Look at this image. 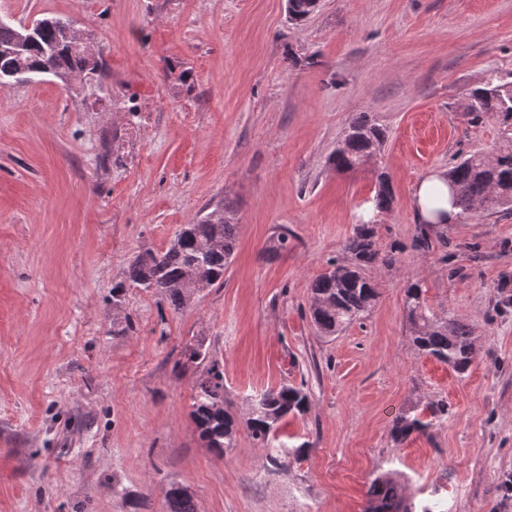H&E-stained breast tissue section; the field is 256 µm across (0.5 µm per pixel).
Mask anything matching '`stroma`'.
<instances>
[{
    "label": "stroma",
    "mask_w": 512,
    "mask_h": 512,
    "mask_svg": "<svg viewBox=\"0 0 512 512\" xmlns=\"http://www.w3.org/2000/svg\"><path fill=\"white\" fill-rule=\"evenodd\" d=\"M14 24L71 21L97 79L0 83V512H165L170 484L197 512H364L368 484L400 473L432 512H512V214L448 225L414 250L416 182L492 151L468 95L512 81V0H321L300 25L287 0H0ZM386 128L357 170L328 157L358 113ZM394 267L337 336L309 317L312 281L370 207ZM230 206L238 247L223 286L180 309L131 284L140 254ZM471 326L463 375L417 354L404 307ZM203 341L239 419L284 384L309 407L277 434L303 455L274 467L240 426L218 453L190 416ZM441 400L431 437L391 438L398 412Z\"/></svg>",
    "instance_id": "1"
}]
</instances>
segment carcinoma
I'll return each mask as SVG.
<instances>
[{
	"instance_id": "carcinoma-1",
	"label": "carcinoma",
	"mask_w": 512,
	"mask_h": 512,
	"mask_svg": "<svg viewBox=\"0 0 512 512\" xmlns=\"http://www.w3.org/2000/svg\"><path fill=\"white\" fill-rule=\"evenodd\" d=\"M312 0H288V17L298 23L315 12ZM70 22L42 19L33 23L34 39L20 53L10 47L21 40L22 30L0 25V81L18 73H69L91 78L99 75L101 64L93 53L70 46L67 30ZM467 116L473 123L484 117H496L501 127L502 144L492 160L480 152L458 156L447 170L460 217L479 210L491 213L512 212V82L489 79L484 87L470 94ZM386 134L374 116L361 112L355 117L331 156L338 171L351 170L381 150ZM393 200L388 178L378 176L375 208H389ZM237 228L227 210H212L194 224H184L171 246L164 252L137 256L130 264L132 283L164 296L180 309L195 294L196 283L224 285V270L231 262L237 242ZM448 246V234L432 224H420L412 240L418 251L430 252ZM344 260H332L329 269L311 284L309 313L313 325L323 337L338 335L370 311L380 297L378 281L372 270L391 266L395 258L382 251L377 241L376 224L368 220L356 225L342 245ZM405 309L414 349L447 365L458 374L466 373L473 359L474 339L470 326L458 315L440 316L425 302L420 282L405 289ZM308 396L303 387L282 385L262 393L252 405L246 421L254 440L267 447L276 438L279 423L288 415L306 411ZM191 416L200 437L218 452L235 445L238 419L224 406V372L212 361L195 384ZM432 421L404 411L392 423L391 437L402 444L414 434L429 435ZM371 512H412V503L404 495L401 482L390 474L375 477L367 489ZM166 512H197L194 495L182 486H171L166 493Z\"/></svg>"
}]
</instances>
